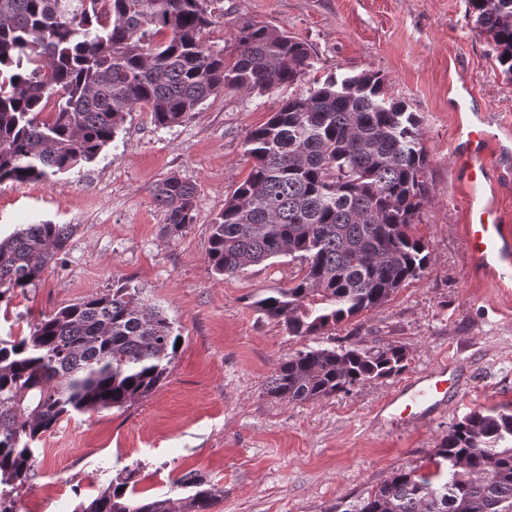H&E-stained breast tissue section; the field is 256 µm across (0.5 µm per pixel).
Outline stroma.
<instances>
[{"mask_svg":"<svg viewBox=\"0 0 512 512\" xmlns=\"http://www.w3.org/2000/svg\"><path fill=\"white\" fill-rule=\"evenodd\" d=\"M208 9L206 46L232 55L244 23L266 24L310 45L313 76L382 73L388 94L420 115L431 199L415 222L430 264L383 306L309 343H394L405 346L407 367L315 402L268 397L276 360L306 343L252 302L289 287L300 264L282 256L233 275L207 268L212 225L251 167L246 134L307 82L261 95L227 87L168 127L134 110L92 162L0 184L1 237L20 224L74 228L58 264L0 312V336L29 335L42 315L128 280L166 312L182 344L148 397L62 420L45 434L17 512H74L125 469L145 498L186 497L176 481L198 474L215 495L211 512H330L395 469L425 463L471 411L512 407V287L472 266L462 229L468 191L455 165L461 112L512 122V82L465 0H209ZM485 162L512 223V139L490 141ZM173 175L197 188L194 220L175 236L153 198ZM441 366L453 393L415 423L398 422L390 400L411 377Z\"/></svg>","mask_w":512,"mask_h":512,"instance_id":"obj_1","label":"stroma"}]
</instances>
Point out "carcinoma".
Instances as JSON below:
<instances>
[{
    "label": "carcinoma",
    "mask_w": 512,
    "mask_h": 512,
    "mask_svg": "<svg viewBox=\"0 0 512 512\" xmlns=\"http://www.w3.org/2000/svg\"><path fill=\"white\" fill-rule=\"evenodd\" d=\"M208 0H0V183H29L95 159L135 109L159 126L189 118L226 86L263 94L313 68L308 43L261 23L234 36L236 58L208 48ZM512 81V0H466ZM509 59H504V56ZM374 71L314 79L246 135V179L212 224L207 266L235 274L272 258L300 260L294 283L252 302L299 340L376 309L430 263L415 217L429 200L420 117L388 96ZM53 105L49 121L39 119ZM195 186L156 184L166 233L193 221ZM72 234L68 224H20L0 239V303L40 281ZM173 322L123 283L60 308L27 336L0 338V512L32 476L34 444L74 414L124 409L168 377ZM396 344L305 347L277 361L265 393L307 403L406 369ZM134 474L74 512H209L194 493L138 499ZM336 512H512V409L473 411L426 465L398 468Z\"/></svg>",
    "instance_id": "obj_1"
}]
</instances>
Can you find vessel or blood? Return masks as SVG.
Returning a JSON list of instances; mask_svg holds the SVG:
<instances>
[{"instance_id": "b4317fda", "label": "vessel or blood", "mask_w": 512, "mask_h": 512, "mask_svg": "<svg viewBox=\"0 0 512 512\" xmlns=\"http://www.w3.org/2000/svg\"><path fill=\"white\" fill-rule=\"evenodd\" d=\"M467 137L472 145L473 154L463 159L462 165L467 171V180L471 187H478L488 178L484 164L476 159L477 153L484 149L488 137L484 129L470 125ZM468 222L464 226V240L467 251L475 261L486 267L512 260V231L502 222L501 216L491 204L469 206ZM451 384L445 369L439 368L430 374L410 382L404 392L405 407L400 413L402 423H410L414 416L410 411L416 403H437L441 395L447 394Z\"/></svg>"}]
</instances>
